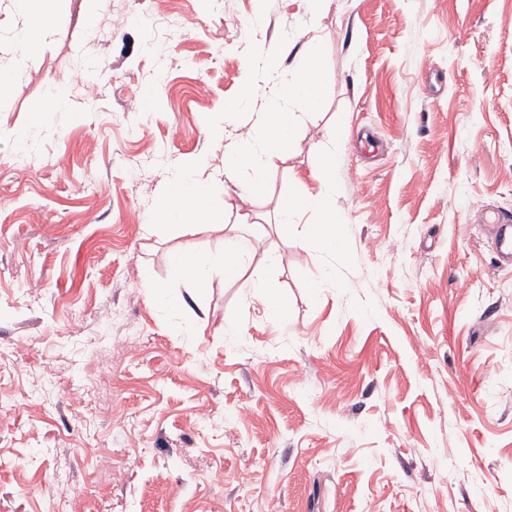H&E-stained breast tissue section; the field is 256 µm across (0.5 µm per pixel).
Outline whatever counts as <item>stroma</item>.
Wrapping results in <instances>:
<instances>
[{
	"mask_svg": "<svg viewBox=\"0 0 512 512\" xmlns=\"http://www.w3.org/2000/svg\"><path fill=\"white\" fill-rule=\"evenodd\" d=\"M314 37L317 113L262 189L216 185L275 223L346 123L339 251L254 250L283 325L243 282H172L223 231L145 225L176 168L222 165L230 105L260 110L246 70ZM42 42L0 31V512H512V268L481 229L512 213V0H59Z\"/></svg>",
	"mask_w": 512,
	"mask_h": 512,
	"instance_id": "stroma-1",
	"label": "stroma"
}]
</instances>
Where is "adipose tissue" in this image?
<instances>
[{
  "label": "adipose tissue",
  "mask_w": 512,
  "mask_h": 512,
  "mask_svg": "<svg viewBox=\"0 0 512 512\" xmlns=\"http://www.w3.org/2000/svg\"><path fill=\"white\" fill-rule=\"evenodd\" d=\"M10 3L13 12L23 21L14 34L17 48L24 53L39 50L41 36L53 21L57 0H10ZM319 103L320 54L317 42L312 41L304 59L273 86L262 111L251 113L249 136L226 152L225 177L243 179L250 191L261 188L275 160L287 152L291 141ZM342 136V131H335L334 144ZM334 144L325 148L313 174L319 183L318 190L290 193L280 205V230L297 233L300 241L312 250L333 251L341 242L345 219L336 207L337 155ZM233 208L230 197L213 192L209 181L179 172L169 188L157 196L152 217L160 225L192 236L200 230L203 218L225 216ZM307 214L315 216V223H303L302 218ZM251 263V248L230 238L225 239L224 250L218 255L177 251L170 257L173 275L188 278L196 292H205L213 272L217 271L227 281H245L248 287L263 295L271 318L282 317L284 298L268 292L267 282L251 274Z\"/></svg>",
  "instance_id": "adipose-tissue-1"
}]
</instances>
